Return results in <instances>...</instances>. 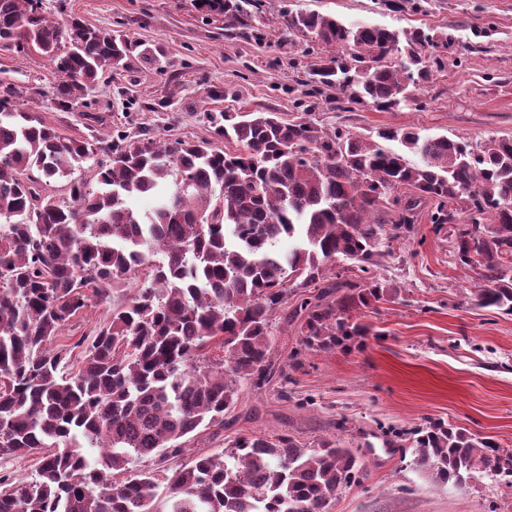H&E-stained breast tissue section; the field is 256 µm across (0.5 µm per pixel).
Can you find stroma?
Listing matches in <instances>:
<instances>
[{"label": "stroma", "mask_w": 512, "mask_h": 512, "mask_svg": "<svg viewBox=\"0 0 512 512\" xmlns=\"http://www.w3.org/2000/svg\"><path fill=\"white\" fill-rule=\"evenodd\" d=\"M57 22L80 16L143 43L128 69L105 75L83 110L63 112L44 103L40 116L63 133L85 137L86 114L104 118L103 132L146 131L170 139L209 136L208 115L267 110L296 115L288 92L317 55L306 37L280 42L282 11L316 10L348 23L391 29L423 27L448 34L449 63L420 90L417 102L378 111L337 109L319 99L313 117L367 137L383 127H412L424 136L482 142L512 135V0H422L419 10L392 13L379 0H263V43L225 31L224 17L195 0H43ZM27 88L32 98L51 92L58 74L35 53L0 47V79ZM377 274L396 285L391 300L363 310L376 330L364 348L308 351L289 369L300 346L286 310L274 312L275 367L292 381L257 389L243 385L223 426L203 429L166 464L175 471L200 453L224 451L236 437L289 435L313 446L341 439L363 457L359 479L328 512H512V488L485 475L466 483L435 484L414 463L413 430L442 420L490 439L512 454V315L478 307L483 283L455 261L447 232H434L421 214L408 239L394 243Z\"/></svg>", "instance_id": "obj_1"}]
</instances>
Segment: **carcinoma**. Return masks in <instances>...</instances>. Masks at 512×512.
<instances>
[{"instance_id":"1","label":"carcinoma","mask_w":512,"mask_h":512,"mask_svg":"<svg viewBox=\"0 0 512 512\" xmlns=\"http://www.w3.org/2000/svg\"><path fill=\"white\" fill-rule=\"evenodd\" d=\"M199 5L224 14L228 30L254 29L262 8ZM281 18L283 33L331 49L298 99L332 88L342 110L414 100L442 63L434 50L448 46L422 28L347 25L319 11ZM0 46L47 57L61 77L50 102L68 112L105 72L128 68L138 44L78 16L62 26L43 0H0ZM28 102L0 83V457L43 456L29 482L0 476V512H156L159 471L119 484L111 471L180 454L198 429L224 426L241 385L270 382L272 316L293 296L307 294L292 312L304 349L362 346L372 328L355 311L395 292L374 275L377 259L426 207L435 231L453 225L455 260L480 269L478 305L512 314V136L474 143L385 127L363 138L308 111H252L210 118L211 139L118 130L104 141L60 132ZM99 154L107 160L92 179L71 178ZM60 178L67 198L50 190ZM164 188L143 214L127 206ZM340 259L351 267L336 269ZM131 278L139 287L112 303L82 368L64 373L69 349L56 337ZM414 436V464L435 483L484 474L512 487V455L485 439L442 421ZM363 469L338 439L308 448L239 436L168 478L167 512H326Z\"/></svg>"}]
</instances>
